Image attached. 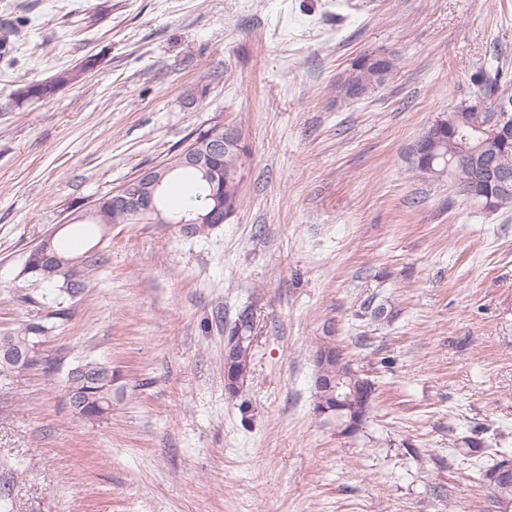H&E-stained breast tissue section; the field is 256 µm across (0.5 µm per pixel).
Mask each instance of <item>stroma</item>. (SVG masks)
<instances>
[{"mask_svg":"<svg viewBox=\"0 0 512 512\" xmlns=\"http://www.w3.org/2000/svg\"><path fill=\"white\" fill-rule=\"evenodd\" d=\"M19 16L0 57V331L46 313L20 274L43 237L100 261L46 340L53 369L16 377L0 417V457L25 466L15 512H489L494 459L456 446L512 449V210L471 209L407 152L472 73L512 71V0H0V25ZM383 49L386 84L337 95ZM90 56L79 83L14 104ZM217 121L248 153L242 204L209 237L64 226ZM328 336L376 387L352 437L313 411ZM85 359L125 389L97 423L65 396ZM247 367L246 358L239 359L230 352L224 356V381L225 386L230 392L234 393L238 390V386L234 382L245 376Z\"/></svg>","mask_w":512,"mask_h":512,"instance_id":"35a3bbf8","label":"stroma"}]
</instances>
